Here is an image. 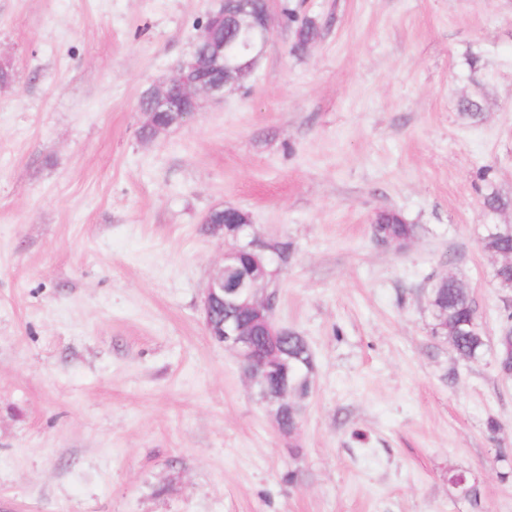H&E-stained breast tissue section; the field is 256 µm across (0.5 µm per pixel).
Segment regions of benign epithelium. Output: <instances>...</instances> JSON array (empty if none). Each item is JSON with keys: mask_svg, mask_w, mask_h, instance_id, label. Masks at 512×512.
<instances>
[{"mask_svg": "<svg viewBox=\"0 0 512 512\" xmlns=\"http://www.w3.org/2000/svg\"><path fill=\"white\" fill-rule=\"evenodd\" d=\"M236 39L258 58L263 55L273 32L271 13L256 15L246 22L231 26ZM235 72L232 80L213 77L197 64L190 72L177 66L173 74L154 85L152 101L156 112H165L172 117V124H186L201 111L207 99H219L224 94L241 87L253 70V61L243 64L225 63ZM154 112V113H156ZM149 113V116H154ZM214 234L224 238L225 249L222 261L211 276L201 299V316L207 333L224 344L240 362L244 371L256 381H265L272 375L277 361L274 337L288 334V329L274 322L275 302L265 293L266 271L261 263L244 267L241 256L247 251L265 252L268 246L252 240L241 243L239 234L232 238L224 236V225H213ZM217 302L224 303V323L214 324L212 309Z\"/></svg>", "mask_w": 512, "mask_h": 512, "instance_id": "benign-epithelium-1", "label": "benign epithelium"}]
</instances>
